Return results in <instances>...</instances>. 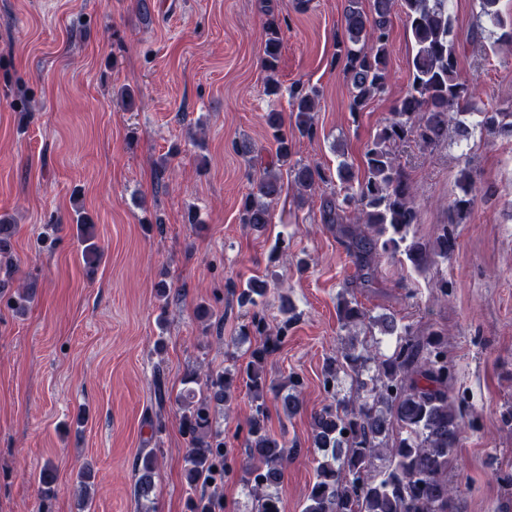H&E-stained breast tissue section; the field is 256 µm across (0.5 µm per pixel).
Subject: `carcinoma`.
Instances as JSON below:
<instances>
[{"instance_id":"obj_1","label":"carcinoma","mask_w":512,"mask_h":512,"mask_svg":"<svg viewBox=\"0 0 512 512\" xmlns=\"http://www.w3.org/2000/svg\"><path fill=\"white\" fill-rule=\"evenodd\" d=\"M494 3L479 0L481 14L500 30L499 41L512 43V19L490 11ZM397 11L404 15L413 43L409 81L393 107L392 118L377 130L367 148L364 173L355 172L345 161L333 175L317 164L292 160L294 134L311 138L316 133L318 99L316 89L296 87L289 92L288 114L273 109L266 115L275 156L252 180L239 208L240 223L259 230L271 223V206L282 194L283 174L304 193L338 182L343 195L324 197L321 214L324 223L336 225L345 238L365 283L372 281L384 255H403L418 271L448 259L457 248L453 225L462 223L476 199L469 169L464 168L457 180L459 193L449 204L448 223L428 243L411 236L410 228L419 223L420 211L408 175L397 162L394 148L399 143L413 140L434 145L446 139L452 120L461 141L476 129L512 139V112L485 108L459 81L460 34L448 11V0H372L368 10L360 7V0H348L345 33L337 41L336 57L343 62L350 83L349 112L356 114L386 92L390 31ZM281 50L280 23L270 12L262 57L268 96L280 94L275 75ZM75 215L84 258L99 260L93 223L80 209ZM14 229L15 225L0 218L1 257L11 258ZM268 292L267 279L252 277L238 293L240 305L252 308L250 321L241 326L240 334L265 337L263 346L251 351L244 366L208 374L203 381L196 374L189 376L181 394L182 424L189 444L183 476L187 486L195 489L216 485L224 471V438L214 428L213 409L241 383L252 393L245 468L247 485L254 492L252 512H281L273 488L291 457L286 442L266 427L264 394L275 386L267 383L264 363L297 314L284 301L281 310L286 319L274 331L267 328L263 305ZM337 317L341 328L361 327L366 336L350 337L323 365L325 386H334L344 377L351 380L352 391L311 416L314 445L321 456L303 512H454L457 487L448 482V466L465 427V397L451 394L456 376L448 368L447 339L439 331L419 335L391 314L371 316L346 292L339 296ZM375 330L394 338L390 351L380 350ZM283 387L287 393L282 405L292 416L301 404L302 383L290 377ZM158 468L157 449L138 454V499L153 500ZM39 484L43 498L54 497L56 472L49 460L40 470ZM216 495L215 491L203 492L189 499V512H216Z\"/></svg>"}]
</instances>
